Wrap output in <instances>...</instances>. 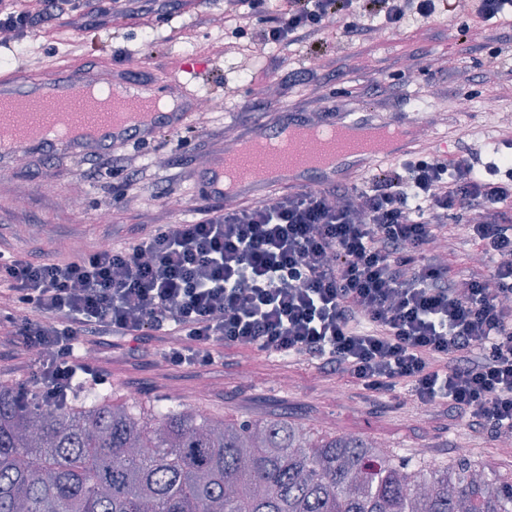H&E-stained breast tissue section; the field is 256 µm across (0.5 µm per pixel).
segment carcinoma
<instances>
[{"mask_svg":"<svg viewBox=\"0 0 512 512\" xmlns=\"http://www.w3.org/2000/svg\"><path fill=\"white\" fill-rule=\"evenodd\" d=\"M0 512H512V481L466 457L419 471L280 419L229 425L171 407L144 420L97 391L49 409L6 387Z\"/></svg>","mask_w":512,"mask_h":512,"instance_id":"1","label":"carcinoma"}]
</instances>
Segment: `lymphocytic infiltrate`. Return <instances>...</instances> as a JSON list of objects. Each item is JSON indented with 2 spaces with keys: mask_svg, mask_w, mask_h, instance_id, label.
<instances>
[{
  "mask_svg": "<svg viewBox=\"0 0 512 512\" xmlns=\"http://www.w3.org/2000/svg\"><path fill=\"white\" fill-rule=\"evenodd\" d=\"M262 44L322 46L330 27L354 40L379 17L400 29L437 0H236ZM499 61L496 24L512 0H473ZM478 243L464 276L438 254ZM0 320L32 376L23 394L72 404L100 384L113 338L167 340L164 363L212 366L219 345L319 360L363 389L403 387L493 436L512 435V158L477 173L466 158L416 155L366 186L338 183L221 205L63 261L0 253Z\"/></svg>",
  "mask_w": 512,
  "mask_h": 512,
  "instance_id": "f902f5d3",
  "label": "lymphocytic infiltrate"
}]
</instances>
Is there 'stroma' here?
<instances>
[{"label":"stroma","instance_id":"35a3bbf8","mask_svg":"<svg viewBox=\"0 0 512 512\" xmlns=\"http://www.w3.org/2000/svg\"><path fill=\"white\" fill-rule=\"evenodd\" d=\"M76 12L58 17L50 26L33 27L20 40L0 39V66L18 67L42 75L52 63L64 60L79 70L112 71L139 63L142 73L168 78L179 73L187 59L206 63L207 88L199 91L218 105L205 119H194L181 133L156 141L122 146L121 154L142 167L146 181L172 184L183 197L181 212L170 211L146 193L116 196L123 176L112 167L111 155L73 159L63 155L30 156L11 161L0 173V252L38 250L49 259H67L97 246L105 232L121 243L131 227L146 230L176 217L191 221L212 202L199 194L192 180L214 146L223 142L227 126H239L251 104L266 97L289 107L309 98L300 85L284 94H269L279 81L256 48L257 27L241 20L242 34L225 27L227 0H180L168 20L154 14L130 15L113 11L112 0H78ZM469 25L461 35V25ZM484 31L478 19L414 17L401 30L381 29L351 44L329 35L325 47L303 45L283 49L289 69L337 70L328 91L336 95L337 111L359 101L387 119L414 117L419 104L447 115L434 138H447L453 156L512 155L502 135L512 131V92L493 90L483 83L471 89L468 76L487 60ZM400 75L395 95L376 96L372 84H390ZM494 108H486L487 99ZM95 177H88V170ZM110 220L100 223L102 206ZM134 342L117 340L101 366L108 378L102 391L113 402L138 403L148 411L157 406H196L226 420L285 419L305 428L313 439L351 435L382 443L392 455L443 468L459 455L479 463L488 475L512 479V454L500 439L436 416L409 396L376 402L368 391L339 376H324L314 360L280 356L236 346L219 348V363L192 371L170 368L159 355L133 356Z\"/></svg>","mask_w":512,"mask_h":512}]
</instances>
